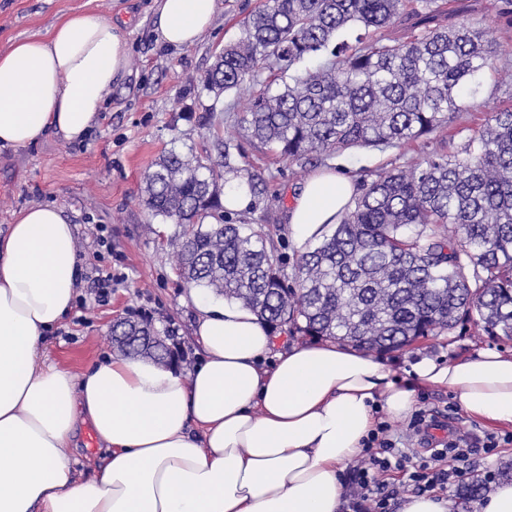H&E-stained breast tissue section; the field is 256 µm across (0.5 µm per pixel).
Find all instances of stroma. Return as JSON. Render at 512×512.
<instances>
[{
  "label": "stroma",
  "mask_w": 512,
  "mask_h": 512,
  "mask_svg": "<svg viewBox=\"0 0 512 512\" xmlns=\"http://www.w3.org/2000/svg\"><path fill=\"white\" fill-rule=\"evenodd\" d=\"M261 0H218L211 28L193 47L158 41L155 0H0V53L18 40L47 37L52 27L78 12L126 19L129 50L127 72L113 85L97 124L84 141L55 136L21 149L0 148V230H7L18 211L34 204L61 208L77 227L76 244L82 279L77 290L85 306H73L60 326L47 335L44 354L59 367L80 372L92 362L117 353L112 326L123 318L147 317L158 330L173 329L185 353L182 371L198 361L194 340L196 310L172 258L170 240L176 227L152 216L143 203L145 170L168 151L220 163L225 146L235 147L232 161L240 169L230 184L246 182L248 173L261 174L277 200L252 202L233 210L235 224H248L276 244L286 273H293L299 250L287 226L295 190L310 168L275 159L253 140L241 118L246 94L214 96L202 80L216 53L239 34V23L257 10ZM450 23L479 28L485 40L512 49V9L505 0H451ZM512 107V61H498L485 76L484 90L468 112L448 128L446 139L428 136L415 142L409 154H452L478 135L493 112ZM222 114L220 138L209 131L212 111ZM395 148H357L326 153L321 166L341 170L354 179L393 163ZM105 226L111 252L95 255L97 226ZM111 269L116 278L107 304L89 297L92 266ZM479 349L512 352V340L476 335L463 328L450 336H431L393 352V369L403 373L421 355L446 361ZM418 408L433 410L438 419L452 421L462 431L503 435L505 426L468 417L457 400L442 391H423Z\"/></svg>",
  "instance_id": "1"
}]
</instances>
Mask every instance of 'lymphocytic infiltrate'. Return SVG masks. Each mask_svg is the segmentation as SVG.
I'll use <instances>...</instances> for the list:
<instances>
[{"mask_svg": "<svg viewBox=\"0 0 512 512\" xmlns=\"http://www.w3.org/2000/svg\"><path fill=\"white\" fill-rule=\"evenodd\" d=\"M435 426L426 409L418 410L402 433L388 422H378L346 472L342 512H393L399 490L388 486L384 477L394 470L405 472L415 493L447 492L449 486L466 484L469 454L512 444V434L482 437L468 431H452L437 441L431 435ZM415 439L420 440V448H412Z\"/></svg>", "mask_w": 512, "mask_h": 512, "instance_id": "f902f5d3", "label": "lymphocytic infiltrate"}]
</instances>
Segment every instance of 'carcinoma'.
<instances>
[{
    "mask_svg": "<svg viewBox=\"0 0 512 512\" xmlns=\"http://www.w3.org/2000/svg\"><path fill=\"white\" fill-rule=\"evenodd\" d=\"M445 0H264L224 46L203 86L250 93L251 137L288 162L353 148L401 149L453 123L501 49ZM398 24L402 36L382 30ZM364 33L351 46L338 37ZM221 172L168 152L144 174L145 205L178 227L175 266L191 288L249 308L272 332L383 352L473 323L512 338V109L493 113L457 154L432 152L362 178L331 235L288 278L274 243L226 220ZM113 339L163 364L147 319Z\"/></svg>",
    "mask_w": 512,
    "mask_h": 512,
    "instance_id": "1",
    "label": "carcinoma"
}]
</instances>
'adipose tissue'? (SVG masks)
I'll return each mask as SVG.
<instances>
[{"label":"adipose tissue","mask_w":512,"mask_h":512,"mask_svg":"<svg viewBox=\"0 0 512 512\" xmlns=\"http://www.w3.org/2000/svg\"><path fill=\"white\" fill-rule=\"evenodd\" d=\"M217 0H156L159 41L197 44ZM127 21L79 13L44 39L0 53V147L84 140L128 67ZM328 170L288 211L297 249L351 204ZM79 257L59 207L16 214L0 236V512H340L343 473L378 422L407 417L420 391L452 394L469 416L512 425V352L411 363L336 342L277 345L233 301L192 293L203 356L189 373L109 356L75 375L37 354L70 312ZM90 424L106 452L92 480L69 454Z\"/></svg>","instance_id":"adipose-tissue-1"}]
</instances>
